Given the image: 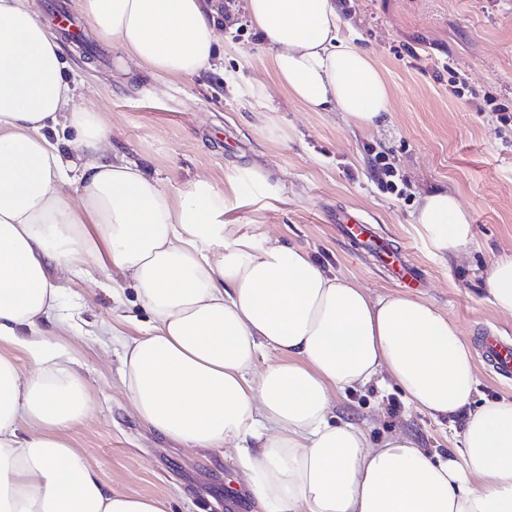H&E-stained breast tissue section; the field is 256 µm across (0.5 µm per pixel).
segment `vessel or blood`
I'll return each mask as SVG.
<instances>
[{"label":"vessel or blood","mask_w":512,"mask_h":512,"mask_svg":"<svg viewBox=\"0 0 512 512\" xmlns=\"http://www.w3.org/2000/svg\"><path fill=\"white\" fill-rule=\"evenodd\" d=\"M336 229L352 240L359 249L381 259L389 275L404 285L421 280V271L413 262L404 260L401 254L389 246L373 225L350 222L337 218ZM478 353L485 365L501 380H512V336L479 337Z\"/></svg>","instance_id":"vessel-or-blood-1"}]
</instances>
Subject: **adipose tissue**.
<instances>
[{
    "label": "adipose tissue",
    "mask_w": 512,
    "mask_h": 512,
    "mask_svg": "<svg viewBox=\"0 0 512 512\" xmlns=\"http://www.w3.org/2000/svg\"><path fill=\"white\" fill-rule=\"evenodd\" d=\"M35 0H0V344L36 365L21 375L0 353V512H165L115 493L65 429L90 413L87 385L51 342L63 285L112 274L151 323L123 340L132 409L189 448H230L265 512H512V401L474 404L477 377L458 327L432 306L370 296L304 248L224 215L237 185L179 189L112 154V133L84 107L80 72ZM79 14L153 75L193 78L219 58L212 0H77ZM281 88L312 112L377 127L390 92L370 56L349 45L335 0H245ZM415 225L435 255L473 240L454 194L422 196ZM512 316V255L485 277ZM279 361L259 378L262 349ZM392 382L436 419L465 412L444 457L403 434L371 442L332 416L335 395Z\"/></svg>",
    "instance_id": "adipose-tissue-1"
}]
</instances>
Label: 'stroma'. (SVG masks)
Wrapping results in <instances>:
<instances>
[{
	"instance_id": "35a3bbf8",
	"label": "stroma",
	"mask_w": 512,
	"mask_h": 512,
	"mask_svg": "<svg viewBox=\"0 0 512 512\" xmlns=\"http://www.w3.org/2000/svg\"><path fill=\"white\" fill-rule=\"evenodd\" d=\"M343 32L368 52L390 88L379 130L363 131L338 112H311L288 97L273 73L241 0L221 39L224 53L199 78L159 79L105 39L62 42L83 70L84 104L112 130L114 155L142 165L170 187L198 178L224 187L240 179L247 204L231 224L309 249L371 295L426 302L448 316L468 344L487 331L512 335V316L487 300L492 260L512 252V0H336ZM395 167L402 195L384 190L376 153ZM263 171L269 190L252 189ZM453 193L470 216L474 239L459 254L435 257L414 224L432 190ZM376 225L406 250L426 279L399 289L367 253L336 233L337 211ZM61 313L74 324L56 337L63 358L84 375L91 414L66 435L113 490L164 500L169 512H253L233 450L188 448L133 413L120 381L121 332L147 327L149 312L132 289L112 297L79 278L66 281ZM118 335H109V327ZM336 412L380 436L411 434L446 455L459 446L464 419L436 420L407 407L396 387L337 396Z\"/></svg>"
}]
</instances>
